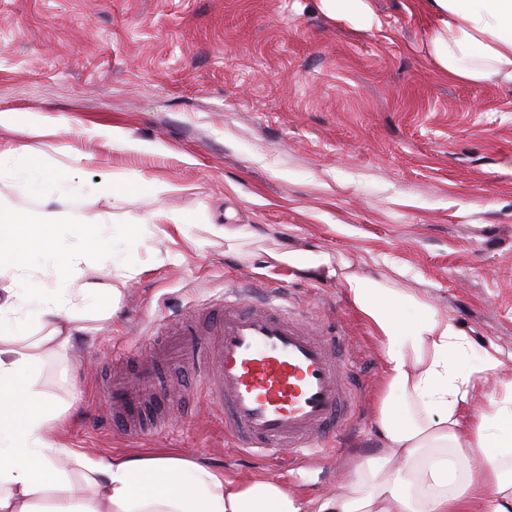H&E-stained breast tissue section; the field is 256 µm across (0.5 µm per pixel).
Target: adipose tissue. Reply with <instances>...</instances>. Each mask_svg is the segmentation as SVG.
I'll return each instance as SVG.
<instances>
[{
    "mask_svg": "<svg viewBox=\"0 0 512 512\" xmlns=\"http://www.w3.org/2000/svg\"><path fill=\"white\" fill-rule=\"evenodd\" d=\"M429 53L440 71L477 84H512V0H425ZM22 178L51 203L58 184L39 166L0 151V183ZM116 222L108 243L91 226L10 216L0 229V512H512V407L474 409L470 372L453 355L465 341L416 295L349 274L346 289L384 353L380 446L338 476L335 493L308 508L268 477L235 479L197 458L157 449L109 459L59 439L57 404L35 389L43 354L65 356L92 321L120 310L126 262L142 227ZM107 263L112 282L88 276ZM74 461L78 488L65 467Z\"/></svg>",
    "mask_w": 512,
    "mask_h": 512,
    "instance_id": "obj_1",
    "label": "adipose tissue"
}]
</instances>
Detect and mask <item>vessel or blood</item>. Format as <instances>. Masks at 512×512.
I'll list each match as a JSON object with an SVG mask.
<instances>
[{"mask_svg":"<svg viewBox=\"0 0 512 512\" xmlns=\"http://www.w3.org/2000/svg\"><path fill=\"white\" fill-rule=\"evenodd\" d=\"M149 354H112L102 388L114 427L134 437L165 432L169 404L157 391L172 363L194 374L224 429L245 453L318 454L353 412V364L336 331L314 333L308 316L278 298L235 288L222 299L175 314L147 338Z\"/></svg>","mask_w":512,"mask_h":512,"instance_id":"vessel-or-blood-1","label":"vessel or blood"}]
</instances>
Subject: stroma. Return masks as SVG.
<instances>
[{
	"mask_svg": "<svg viewBox=\"0 0 512 512\" xmlns=\"http://www.w3.org/2000/svg\"><path fill=\"white\" fill-rule=\"evenodd\" d=\"M371 6L381 25L364 30L319 0H0V109L48 129H0V150L62 182L125 176L117 197L52 203L68 223L167 215L128 253L139 272L119 316L39 367L69 448H172L315 504L353 453L378 445L384 356L350 273L418 295L461 332L472 407L512 401V86L441 74L423 0ZM112 127L153 151H113ZM174 217L188 239L168 241ZM286 251L298 264L274 261ZM249 282L340 326L358 399L333 450L287 469L255 459L189 392L166 433L115 431L98 390L114 345L135 348L158 319Z\"/></svg>",
	"mask_w": 512,
	"mask_h": 512,
	"instance_id": "35a3bbf8",
	"label": "stroma"
}]
</instances>
